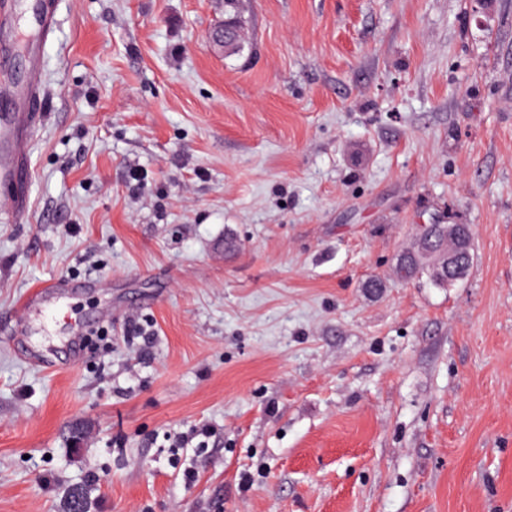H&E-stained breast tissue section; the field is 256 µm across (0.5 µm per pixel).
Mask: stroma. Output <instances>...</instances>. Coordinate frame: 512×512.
Segmentation results:
<instances>
[{"label": "stroma", "instance_id": "stroma-1", "mask_svg": "<svg viewBox=\"0 0 512 512\" xmlns=\"http://www.w3.org/2000/svg\"><path fill=\"white\" fill-rule=\"evenodd\" d=\"M50 2L0 512H512V0H238L233 55L224 0ZM451 219L466 277H397ZM59 279L97 285L23 313ZM57 288H68V283H48L33 290L27 295V297L23 301V309L26 310L28 307L34 308L35 310L49 307L57 308L60 305L61 301L52 296L56 293Z\"/></svg>", "mask_w": 512, "mask_h": 512}]
</instances>
